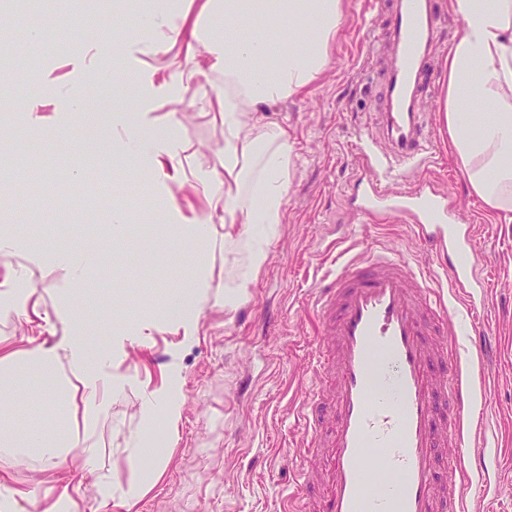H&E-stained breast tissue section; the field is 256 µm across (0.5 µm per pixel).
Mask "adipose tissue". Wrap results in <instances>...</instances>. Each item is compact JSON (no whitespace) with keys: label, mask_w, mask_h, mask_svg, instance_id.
<instances>
[{"label":"adipose tissue","mask_w":512,"mask_h":512,"mask_svg":"<svg viewBox=\"0 0 512 512\" xmlns=\"http://www.w3.org/2000/svg\"><path fill=\"white\" fill-rule=\"evenodd\" d=\"M461 19L443 65L446 76L441 110L448 146L473 194L493 212L512 213V0H453ZM224 19L231 27L217 52L224 64V173L202 184L224 221L239 225L225 235L238 255L226 282L224 303L233 306L247 296L268 259V243L283 217V200L292 167L288 131L262 116L265 107L300 94L321 74L344 18V0H224ZM114 149L142 164L155 166L168 153L175 135L157 126L150 113L112 115ZM209 224H177L164 241L185 254L190 280L170 290L156 315L159 324L196 321L207 302L202 243L211 241ZM53 260L69 272L68 287L85 292L101 265L97 251L73 252L62 239ZM132 321L120 323L107 347L73 336L54 349L30 345L16 360L0 359V389L17 375L35 376L45 389L38 400L61 399L67 373L83 386L88 424L105 416L125 382L112 372L115 356L142 336ZM0 450L34 455L49 466L81 457L95 466L99 450L90 434H71L23 425L14 415H0Z\"/></svg>","instance_id":"obj_1"}]
</instances>
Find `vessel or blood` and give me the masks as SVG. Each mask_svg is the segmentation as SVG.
I'll use <instances>...</instances> for the list:
<instances>
[{
	"label": "vessel or blood",
	"instance_id": "b4317fda",
	"mask_svg": "<svg viewBox=\"0 0 512 512\" xmlns=\"http://www.w3.org/2000/svg\"><path fill=\"white\" fill-rule=\"evenodd\" d=\"M385 76L380 108L359 134L363 167L350 197L358 223L411 225L444 285L385 248L350 257L314 280L317 389L297 417L309 454L286 502L304 512H465L462 428L480 392L474 363L494 353L477 331L470 357L447 339L462 298L476 229L433 181L414 178L428 158L434 48L446 18L436 0H383ZM384 150H376V143Z\"/></svg>",
	"mask_w": 512,
	"mask_h": 512
}]
</instances>
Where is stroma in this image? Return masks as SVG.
I'll return each mask as SVG.
<instances>
[{
  "instance_id": "1",
  "label": "stroma",
  "mask_w": 512,
  "mask_h": 512,
  "mask_svg": "<svg viewBox=\"0 0 512 512\" xmlns=\"http://www.w3.org/2000/svg\"><path fill=\"white\" fill-rule=\"evenodd\" d=\"M161 0H125L120 12L87 7L95 28L72 25L44 50L17 40L19 20L0 11V90L10 94L0 108V212L15 216L50 242L80 217L84 231L75 250H101L103 268L90 285L94 306L66 294V273L39 263L26 245L0 251V275L13 270L31 285L26 311L0 306V357L23 353L29 339L53 347L77 334L102 346L112 341V324L128 311L158 305L180 262L171 253L151 252L146 243L111 239V208L130 212L138 224H166L177 206L183 223L213 224L207 278L220 291L236 255L224 245V213L214 209L198 181L222 172L224 157V70L191 27L224 20L209 16L203 0H177L188 31L178 39H152L140 31L142 15ZM381 15L373 0H346L336 44L318 81L300 95L271 106L268 121L284 124L293 143L294 164L283 203V220L269 245V258L247 297L233 309L209 306L191 330L163 327L126 347L115 363L124 392L99 420L92 440L99 450V475L78 462L50 468L31 455L0 456V500L11 497L14 512H283L278 490L294 481L293 461L306 443L294 406L314 392L313 340L316 321L307 309L313 275L327 261L324 249L356 254L390 247L413 263L427 249L399 223H355L348 198L361 172L357 133L371 122L382 66L369 48ZM112 42L111 54L100 48ZM136 83L118 86L116 74ZM56 93H43L45 82ZM443 90L429 103L434 148L418 169L472 216L478 276L485 298L458 315L456 341L469 347L473 326L489 323L496 350L481 379L483 418L468 429L473 453L490 465L486 497L467 496L469 512H512V223H502L471 194L464 173L449 154L439 107ZM152 113L158 123L175 121L184 149L160 169L136 172L133 160L112 153L106 113ZM102 169L69 187L67 177L88 160ZM43 171L39 188L24 189L28 164ZM106 199L109 212L87 206ZM175 388L180 415L171 421L143 415L146 396ZM159 448L160 460L134 459L135 441Z\"/></svg>"
}]
</instances>
